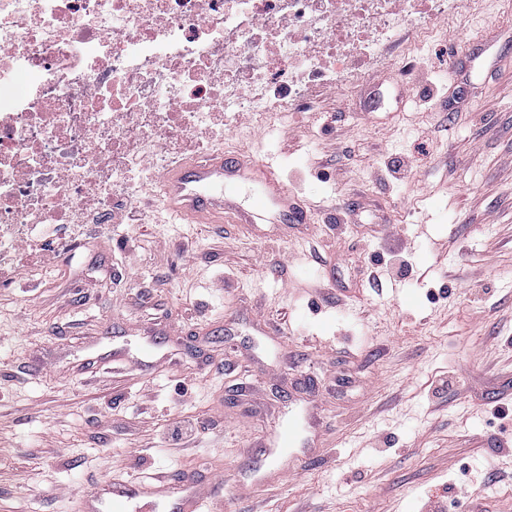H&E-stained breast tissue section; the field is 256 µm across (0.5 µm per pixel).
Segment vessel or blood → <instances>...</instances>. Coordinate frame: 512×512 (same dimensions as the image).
<instances>
[{"instance_id": "1", "label": "vessel or blood", "mask_w": 512, "mask_h": 512, "mask_svg": "<svg viewBox=\"0 0 512 512\" xmlns=\"http://www.w3.org/2000/svg\"><path fill=\"white\" fill-rule=\"evenodd\" d=\"M242 183L255 187L250 208L226 196L227 188ZM160 199L173 217L203 224H220L225 213H234L242 224H304L306 212L299 209L295 195L269 163L241 164L226 155L213 154L168 168L162 178ZM140 512H152L156 501L170 502L172 512H203L205 504L194 474L159 479L145 485L135 481H113L96 486L82 496L77 512H99L109 504L124 512L132 500Z\"/></svg>"}]
</instances>
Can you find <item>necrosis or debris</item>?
<instances>
[{
    "label": "necrosis or debris",
    "mask_w": 512,
    "mask_h": 512,
    "mask_svg": "<svg viewBox=\"0 0 512 512\" xmlns=\"http://www.w3.org/2000/svg\"><path fill=\"white\" fill-rule=\"evenodd\" d=\"M460 0H0V247L104 224L144 182L136 150L294 111L428 39Z\"/></svg>",
    "instance_id": "4bbe7bcc"
}]
</instances>
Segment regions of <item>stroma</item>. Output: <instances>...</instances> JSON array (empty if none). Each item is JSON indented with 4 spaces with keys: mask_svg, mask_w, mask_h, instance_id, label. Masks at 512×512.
<instances>
[{
    "mask_svg": "<svg viewBox=\"0 0 512 512\" xmlns=\"http://www.w3.org/2000/svg\"><path fill=\"white\" fill-rule=\"evenodd\" d=\"M437 27L214 142L277 166L310 223H171L156 171L144 221L0 266V512L185 472L223 512H512V0Z\"/></svg>",
    "mask_w": 512,
    "mask_h": 512,
    "instance_id": "1",
    "label": "stroma"
}]
</instances>
